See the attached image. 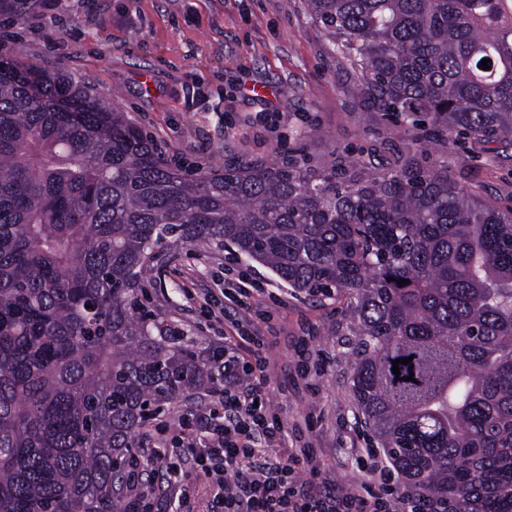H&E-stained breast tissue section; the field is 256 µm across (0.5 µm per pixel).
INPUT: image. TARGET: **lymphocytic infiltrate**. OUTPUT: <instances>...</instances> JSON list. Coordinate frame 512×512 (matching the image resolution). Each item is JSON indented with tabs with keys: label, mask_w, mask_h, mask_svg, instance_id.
<instances>
[{
	"label": "lymphocytic infiltrate",
	"mask_w": 512,
	"mask_h": 512,
	"mask_svg": "<svg viewBox=\"0 0 512 512\" xmlns=\"http://www.w3.org/2000/svg\"><path fill=\"white\" fill-rule=\"evenodd\" d=\"M255 300L244 279L228 277L222 294H208L200 304L210 319H221L228 303L242 314L224 338L223 418L195 410L189 429L175 438L210 491L207 512H443L426 495L384 484L366 497L349 488L322 489L316 450L289 447L285 423L262 391L269 344L248 319Z\"/></svg>",
	"instance_id": "obj_1"
}]
</instances>
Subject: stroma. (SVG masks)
<instances>
[{"label": "stroma", "instance_id": "35a3bbf8", "mask_svg": "<svg viewBox=\"0 0 512 512\" xmlns=\"http://www.w3.org/2000/svg\"><path fill=\"white\" fill-rule=\"evenodd\" d=\"M61 2L22 18L0 11V31L11 35L6 61L64 70L114 98L160 158L187 175L221 173L228 159L270 163L299 153L319 169L413 138L354 94L353 76L329 54L304 0ZM253 86L267 90L265 100L250 95ZM263 109L278 111L277 132L252 122ZM448 174L493 204L512 206V147L469 144L449 154ZM228 272L256 276L263 289L258 308L269 318L275 356L265 389L288 419L289 441L317 448L329 485L377 483V474L357 465L359 449L372 441L351 390V348L336 333L341 302L289 292L266 267L237 261L229 250L182 245L155 266L148 299L194 339L223 341L224 323L209 324L187 294L223 287ZM301 347L320 370L310 388L295 363Z\"/></svg>", "mask_w": 512, "mask_h": 512}]
</instances>
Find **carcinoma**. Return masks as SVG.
<instances>
[{
  "instance_id": "carcinoma-1",
  "label": "carcinoma",
  "mask_w": 512,
  "mask_h": 512,
  "mask_svg": "<svg viewBox=\"0 0 512 512\" xmlns=\"http://www.w3.org/2000/svg\"><path fill=\"white\" fill-rule=\"evenodd\" d=\"M305 5L365 105L424 131L415 154L190 178L66 72L0 64V512H118L142 426L224 382V345L145 304L174 243L346 297L353 393L398 478L512 512V210L437 160L512 143V0Z\"/></svg>"
}]
</instances>
